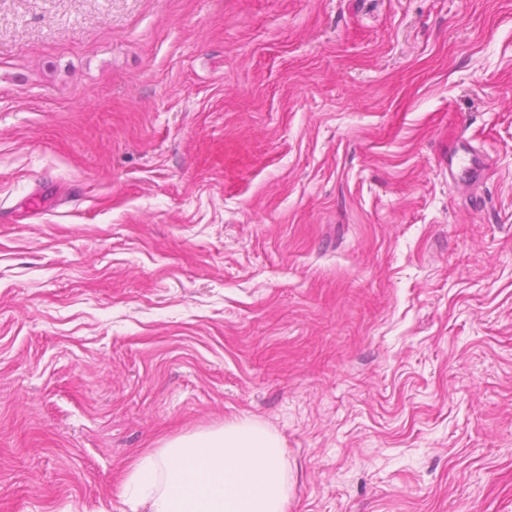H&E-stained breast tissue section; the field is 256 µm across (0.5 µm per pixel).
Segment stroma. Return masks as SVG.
<instances>
[{
    "label": "stroma",
    "mask_w": 512,
    "mask_h": 512,
    "mask_svg": "<svg viewBox=\"0 0 512 512\" xmlns=\"http://www.w3.org/2000/svg\"><path fill=\"white\" fill-rule=\"evenodd\" d=\"M233 419L288 512H512V0H0V512ZM486 165L485 153L473 147L466 138H460L456 145L448 149V178L453 182H478Z\"/></svg>",
    "instance_id": "35a3bbf8"
}]
</instances>
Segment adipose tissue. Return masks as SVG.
<instances>
[{
	"label": "adipose tissue",
	"mask_w": 512,
	"mask_h": 512,
	"mask_svg": "<svg viewBox=\"0 0 512 512\" xmlns=\"http://www.w3.org/2000/svg\"><path fill=\"white\" fill-rule=\"evenodd\" d=\"M121 494L131 512H288L281 442L246 421L182 435L141 454Z\"/></svg>",
	"instance_id": "adipose-tissue-1"
}]
</instances>
